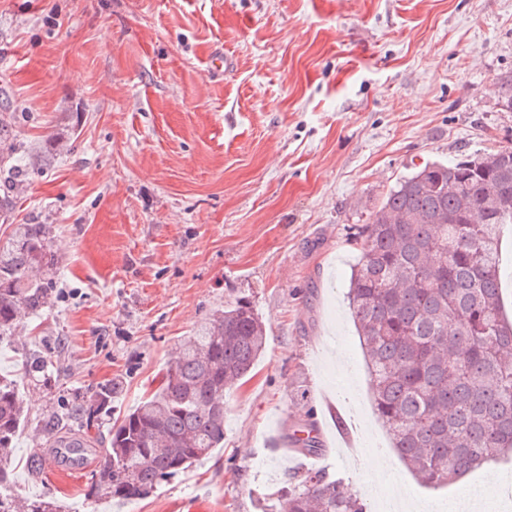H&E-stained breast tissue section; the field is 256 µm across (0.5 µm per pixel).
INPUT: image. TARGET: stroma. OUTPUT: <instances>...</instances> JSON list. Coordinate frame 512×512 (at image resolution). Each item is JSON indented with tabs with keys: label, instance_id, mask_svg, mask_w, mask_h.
Returning <instances> with one entry per match:
<instances>
[{
	"label": "stroma",
	"instance_id": "1",
	"mask_svg": "<svg viewBox=\"0 0 512 512\" xmlns=\"http://www.w3.org/2000/svg\"><path fill=\"white\" fill-rule=\"evenodd\" d=\"M234 68L212 78L214 56ZM512 0H0V106L22 113L30 169L6 224H47L61 290L0 344L29 420L10 492L66 512H277L294 471L378 506L391 477L423 512L457 485L416 479L386 447L345 292L366 223L410 167L512 147ZM247 299L268 345L224 394V446L147 498L90 495L105 456L52 461L45 419L116 383L111 417L156 391L184 338ZM57 356L51 386L22 354ZM328 392L359 457L291 448Z\"/></svg>",
	"mask_w": 512,
	"mask_h": 512
}]
</instances>
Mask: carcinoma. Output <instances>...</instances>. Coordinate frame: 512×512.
I'll list each match as a JSON object with an SVG mask.
<instances>
[{"label": "carcinoma", "instance_id": "cac0c4a2", "mask_svg": "<svg viewBox=\"0 0 512 512\" xmlns=\"http://www.w3.org/2000/svg\"><path fill=\"white\" fill-rule=\"evenodd\" d=\"M20 116L0 112V214L22 194ZM512 224V147L429 161L401 176L353 234L358 260L347 302L365 349L374 407L391 448L433 487L451 484L512 454V320L501 304V240ZM46 224H18L0 239V343L25 315L49 303L55 266ZM266 347L248 301L197 329L166 369L161 388L117 417L91 494L142 499L224 443V390L243 379ZM25 370L52 385L51 360L26 351ZM119 388L75 397L47 422L50 448L79 462L94 447L91 419L112 413ZM27 422L17 382L0 377V489ZM280 512H370L343 481L322 470L293 473Z\"/></svg>", "mask_w": 512, "mask_h": 512}]
</instances>
